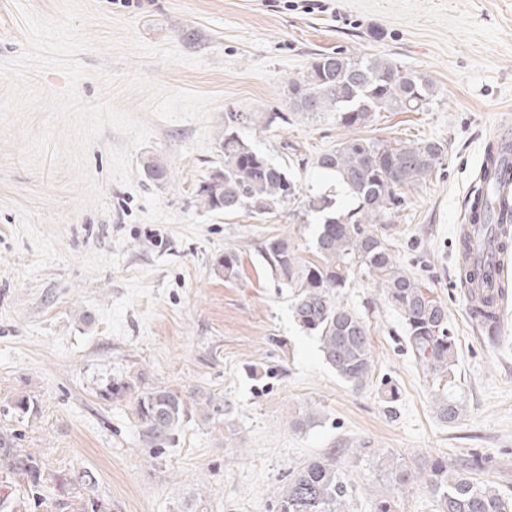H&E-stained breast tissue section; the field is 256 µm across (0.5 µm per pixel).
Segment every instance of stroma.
I'll list each match as a JSON object with an SVG mask.
<instances>
[{
    "mask_svg": "<svg viewBox=\"0 0 512 512\" xmlns=\"http://www.w3.org/2000/svg\"><path fill=\"white\" fill-rule=\"evenodd\" d=\"M79 33L92 49L81 104L110 97L147 122L151 142L134 155L133 187L109 177L105 130L87 151L105 209L81 203L63 159L37 168L29 137L66 121L46 107L0 118V436L31 453L44 481L26 512H277L292 470L334 454L352 487L353 512H371L388 492L381 474L356 461L360 443L416 463L449 465L479 452L478 477L512 496V309L497 341L469 315L459 282L460 215L478 163L512 115V0H87ZM53 20L65 0H0V61L32 45L23 11ZM381 55L432 81L426 112H379L361 136L434 140L445 152L381 230L397 260L448 308L457 338L454 393L465 412L442 423L434 388L406 351L401 316L367 278L337 298L370 329L374 373L353 389L326 365L295 322L294 291L272 275L265 240L287 234L314 261L312 224L287 213L257 217L200 208L197 191L224 165L219 140L228 112H284L285 83L318 54ZM244 134L272 162L348 210L351 199L317 156L349 137L330 118ZM161 160L168 181L141 170ZM240 256L237 278L217 270L225 246ZM123 381L131 390L108 393ZM205 388L227 416L190 410L165 448L142 443L136 393ZM398 399L387 404V389ZM24 398L27 414L12 405ZM316 411L303 432L291 423Z\"/></svg>",
    "mask_w": 512,
    "mask_h": 512,
    "instance_id": "obj_1",
    "label": "stroma"
}]
</instances>
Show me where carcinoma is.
I'll return each mask as SVG.
<instances>
[{
	"mask_svg": "<svg viewBox=\"0 0 512 512\" xmlns=\"http://www.w3.org/2000/svg\"><path fill=\"white\" fill-rule=\"evenodd\" d=\"M288 111L228 112L220 148L224 168L214 172L198 191L199 206L214 212L233 214L243 209L255 216L277 215L288 209L293 219L305 223L313 214H324L314 235L316 260L304 262L286 234L268 238L263 258L276 278L296 289L291 311L300 328L317 338L326 364L355 389L366 385L374 372L371 338L366 322L336 300L337 290L347 285L355 272L366 275L385 300L401 314L406 347L423 375L439 385L432 404L444 423L457 421L463 413L460 401L448 395L442 384H451L457 348L448 329V308L399 264L392 249L368 224H385L405 206L403 189L419 185L431 175L444 152L434 141L394 142L349 137L336 148L317 157L316 166L336 177L355 202L346 213L331 211L332 201L320 194L303 191L288 171L269 161L242 137L238 129L261 126L283 127L296 116L315 118L331 112L346 129H360L371 123L377 112H425L434 97L432 82L419 73L383 56H342L322 53L306 73L288 79ZM149 179L165 182L169 170L161 161L143 160ZM494 195H477L474 221L495 224L488 205ZM468 241L462 239L459 280L467 289L471 316L486 330L498 325V294L479 287L490 271L486 262L467 259ZM224 279L239 270L235 248H224L218 262ZM191 398L206 413L228 406L215 393L197 388ZM135 419L142 443L158 448L175 440L187 412L182 394L163 388L144 390L134 398ZM357 460L373 455L362 443ZM379 471L390 485L401 491L424 486L434 497L439 512H512V496L475 478L483 466L476 457L458 467L441 458L423 459L410 465L399 457L375 456ZM0 470L23 475L37 487L42 473L33 455L9 447L0 438ZM277 512H350L348 483L327 455L316 458L290 473L280 490Z\"/></svg>",
	"mask_w": 512,
	"mask_h": 512,
	"instance_id": "cac0c4a2",
	"label": "carcinoma"
}]
</instances>
